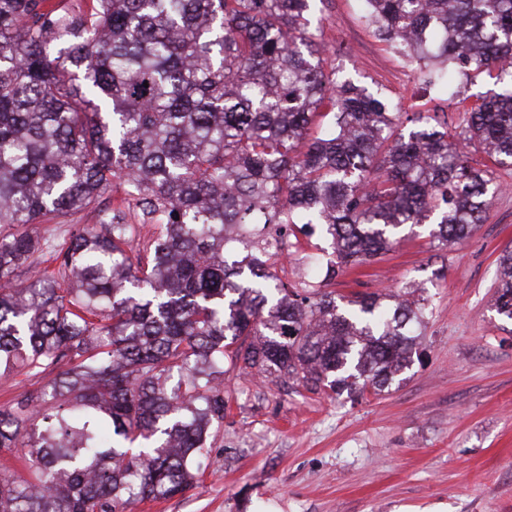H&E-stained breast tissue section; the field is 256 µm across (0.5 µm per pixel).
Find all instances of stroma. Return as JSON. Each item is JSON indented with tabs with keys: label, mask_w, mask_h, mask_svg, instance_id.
<instances>
[{
	"label": "stroma",
	"mask_w": 512,
	"mask_h": 512,
	"mask_svg": "<svg viewBox=\"0 0 512 512\" xmlns=\"http://www.w3.org/2000/svg\"><path fill=\"white\" fill-rule=\"evenodd\" d=\"M312 20L343 75L449 126L461 98L493 86L460 75L447 92L427 90L418 66L376 38L359 0H315ZM496 181L471 237L442 249L427 226L404 231L391 251L333 284L346 298L409 284L422 300L413 363L390 390L331 396L230 374L200 480L134 512H512V320L494 306L497 258L512 249V169H497ZM123 197L114 183L68 224L97 223ZM68 224L38 232L61 243Z\"/></svg>",
	"instance_id": "stroma-1"
}]
</instances>
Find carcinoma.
Instances as JSON below:
<instances>
[{
    "mask_svg": "<svg viewBox=\"0 0 512 512\" xmlns=\"http://www.w3.org/2000/svg\"><path fill=\"white\" fill-rule=\"evenodd\" d=\"M0 0V377L47 382L0 408V512H131L196 483L224 375L334 394L388 390L424 324L408 291L326 290L425 222L472 235L512 166V0H363L378 38L494 89L454 132L325 65L313 0ZM321 114L322 131L309 136ZM482 151L483 168L467 150ZM118 180L124 204L66 244L36 225ZM155 225L141 239L140 228ZM330 237L310 280L273 271ZM49 254L54 271L18 270ZM512 319V250L498 258Z\"/></svg>",
    "mask_w": 512,
    "mask_h": 512,
    "instance_id": "cac0c4a2",
    "label": "carcinoma"
}]
</instances>
